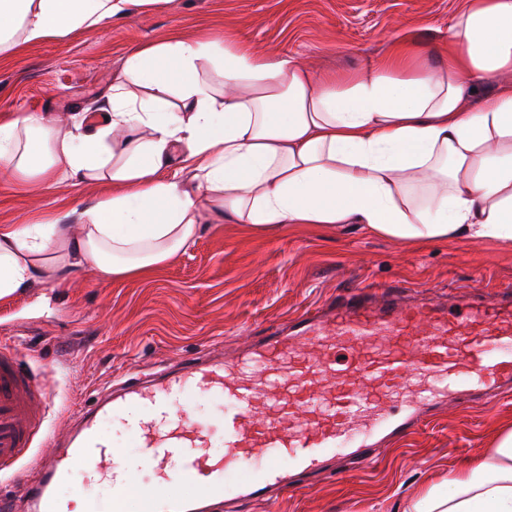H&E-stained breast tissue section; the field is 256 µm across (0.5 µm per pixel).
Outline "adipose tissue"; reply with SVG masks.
I'll return each mask as SVG.
<instances>
[{"instance_id": "adipose-tissue-1", "label": "adipose tissue", "mask_w": 512, "mask_h": 512, "mask_svg": "<svg viewBox=\"0 0 512 512\" xmlns=\"http://www.w3.org/2000/svg\"><path fill=\"white\" fill-rule=\"evenodd\" d=\"M131 3L0 0V56L106 25ZM415 57L399 41L378 67L336 80L288 55L175 38L127 58L102 123H1L0 167L15 178L46 190L103 181L112 195L71 222L55 214L0 229V297L65 283L76 268L106 281L156 272L222 222L512 243V92L467 104L477 78L512 72V0H471L439 69ZM173 165L178 177L161 178ZM452 482L453 493L432 485L409 512H512V429Z\"/></svg>"}]
</instances>
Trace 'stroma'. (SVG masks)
<instances>
[{
  "label": "stroma",
  "mask_w": 512,
  "mask_h": 512,
  "mask_svg": "<svg viewBox=\"0 0 512 512\" xmlns=\"http://www.w3.org/2000/svg\"><path fill=\"white\" fill-rule=\"evenodd\" d=\"M469 0H139L128 16L0 58V122L23 114L94 116L107 107L129 54L174 36L231 41L253 54H285L314 76L345 77L377 65L394 41L440 65L448 26ZM104 182L66 183L39 192L0 174V226L45 211H81L111 196ZM401 281L415 298L453 299L474 288L512 287V243H411L358 224H287L257 233L213 224L192 249L145 278L106 282L75 269L67 287L45 282L0 297V341L16 346L47 384L48 432H62L106 388L181 357L224 356L268 335L320 301L363 285ZM512 425V392L427 411L406 439L383 443L369 469L305 478L271 510L245 502L232 512H404L409 499L448 478L460 462L487 451ZM100 432L132 470L130 512H144L140 491L151 464L132 446L125 417ZM60 493L112 512V488L74 474Z\"/></svg>",
  "instance_id": "1"
}]
</instances>
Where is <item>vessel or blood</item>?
Returning <instances> with one entry per match:
<instances>
[{
	"mask_svg": "<svg viewBox=\"0 0 512 512\" xmlns=\"http://www.w3.org/2000/svg\"><path fill=\"white\" fill-rule=\"evenodd\" d=\"M409 291L401 282L361 288L298 314L236 356L192 357L114 386L40 459L34 482L22 462L50 393L1 346L0 471L25 485L30 512H72L57 486L78 471L116 484L123 464L98 422L132 408L135 446L157 475L145 492L152 512L271 504L297 475L339 456L362 470L378 436L411 435L422 408L512 387L511 288H485L452 305H413ZM202 395L222 400L220 456L209 452L208 425L174 414ZM260 451L274 463L255 466Z\"/></svg>",
	"mask_w": 512,
	"mask_h": 512,
	"instance_id": "vessel-or-blood-1",
	"label": "vessel or blood"
}]
</instances>
